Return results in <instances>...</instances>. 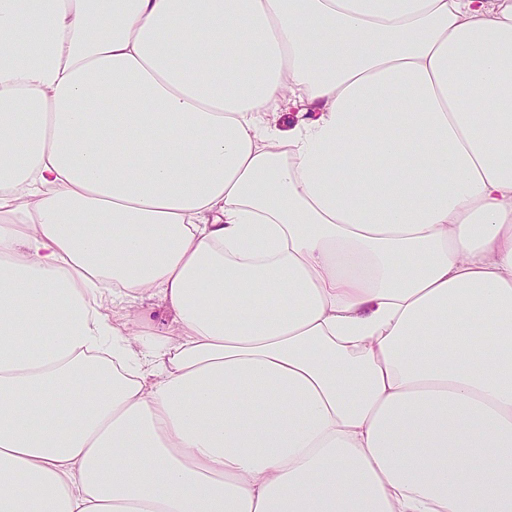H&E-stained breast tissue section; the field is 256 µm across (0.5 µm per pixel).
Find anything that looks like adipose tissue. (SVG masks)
Masks as SVG:
<instances>
[{"label":"adipose tissue","instance_id":"obj_1","mask_svg":"<svg viewBox=\"0 0 512 512\" xmlns=\"http://www.w3.org/2000/svg\"><path fill=\"white\" fill-rule=\"evenodd\" d=\"M0 512H512V0H0Z\"/></svg>","mask_w":512,"mask_h":512}]
</instances>
